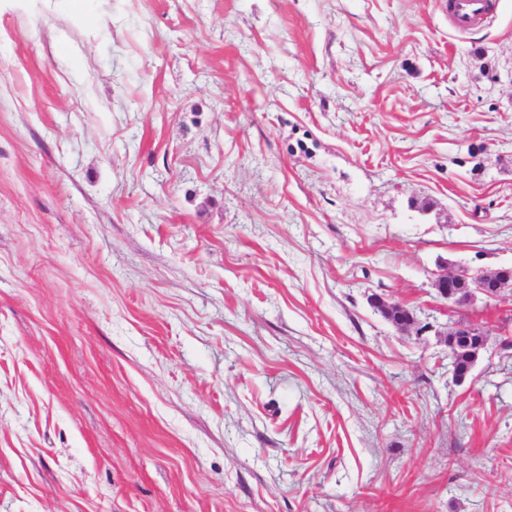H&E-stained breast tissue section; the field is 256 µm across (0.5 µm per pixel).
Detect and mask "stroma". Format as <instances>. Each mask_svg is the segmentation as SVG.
<instances>
[{
  "label": "stroma",
  "instance_id": "35a3bbf8",
  "mask_svg": "<svg viewBox=\"0 0 512 512\" xmlns=\"http://www.w3.org/2000/svg\"><path fill=\"white\" fill-rule=\"evenodd\" d=\"M456 263L512 267V0H0V512H512ZM458 3L455 12L449 13L454 27L459 31H466L486 22L492 13L491 0H456ZM446 343L451 353V346L448 344V336H471L470 343H464L466 347H461L462 343L458 342L457 350L453 356V371L457 377L462 378L471 370L474 365V357L471 351L478 352V343L481 336H484L482 350L487 343V331L476 323H459L454 328L448 330L445 335ZM481 350V351H482Z\"/></svg>",
  "mask_w": 512,
  "mask_h": 512
}]
</instances>
